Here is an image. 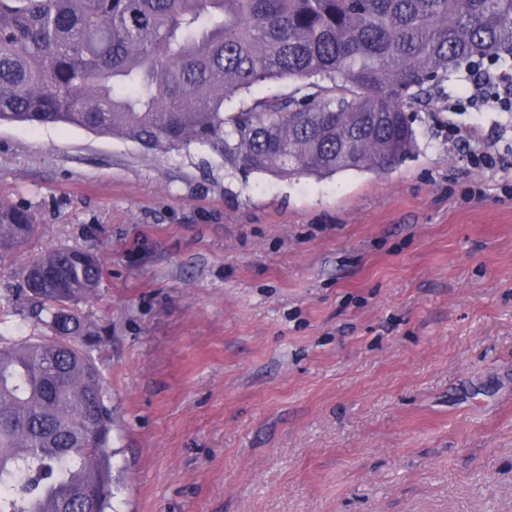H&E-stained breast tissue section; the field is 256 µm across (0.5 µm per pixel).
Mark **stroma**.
Instances as JSON below:
<instances>
[{
	"mask_svg": "<svg viewBox=\"0 0 512 512\" xmlns=\"http://www.w3.org/2000/svg\"><path fill=\"white\" fill-rule=\"evenodd\" d=\"M469 94L397 169L321 180L0 124V199L38 224L0 290L105 257L114 512H512V199L448 143L512 154V114ZM448 143L464 150V157L472 169L497 175L510 168V163H506L502 154L497 152L496 142L489 140L476 128L449 124Z\"/></svg>",
	"mask_w": 512,
	"mask_h": 512,
	"instance_id": "1",
	"label": "stroma"
}]
</instances>
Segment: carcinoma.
<instances>
[{
    "label": "carcinoma",
    "mask_w": 512,
    "mask_h": 512,
    "mask_svg": "<svg viewBox=\"0 0 512 512\" xmlns=\"http://www.w3.org/2000/svg\"><path fill=\"white\" fill-rule=\"evenodd\" d=\"M486 58L512 71V0H0V124L200 144L281 178L381 174L418 149L403 114L432 111L449 71ZM36 230L0 202V259ZM104 276L77 247L21 271L34 332L0 333V512H112V404L79 308ZM16 315L0 295V325ZM292 88V82L288 80L271 83L261 84L255 86L250 92L244 93L241 96L236 97L229 105L228 109L230 112L237 110L241 106H250L255 99L269 96L272 94L284 95L287 94Z\"/></svg>",
    "instance_id": "obj_1"
}]
</instances>
